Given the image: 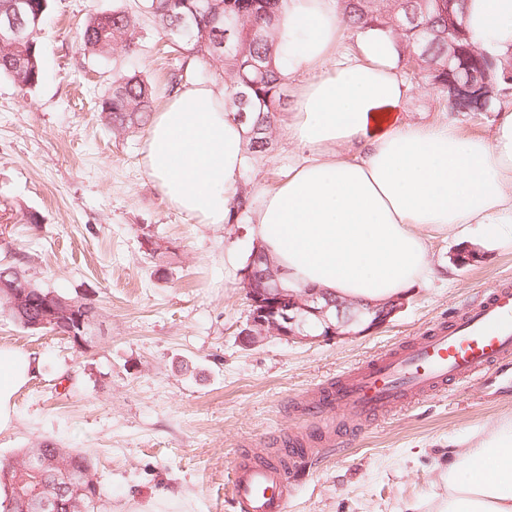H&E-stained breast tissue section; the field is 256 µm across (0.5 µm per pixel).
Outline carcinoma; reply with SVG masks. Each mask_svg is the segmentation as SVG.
<instances>
[{"instance_id":"carcinoma-1","label":"carcinoma","mask_w":512,"mask_h":512,"mask_svg":"<svg viewBox=\"0 0 512 512\" xmlns=\"http://www.w3.org/2000/svg\"><path fill=\"white\" fill-rule=\"evenodd\" d=\"M222 12L205 21L209 31L178 42L194 54L202 69L214 75H232L242 92L248 95L246 107L235 105V112H246L248 154L269 150L276 115L281 108V77L274 65L276 21L288 0H222ZM342 20L351 29L376 27L396 36L402 54L418 58L420 80L437 92L448 95V40L456 39L448 24V14L429 7L424 0H341ZM197 0H143L145 11L168 36L179 15L191 11ZM49 9V0H28L22 18L24 37L16 42L0 43V75L12 78L22 89H32L42 80L39 34ZM228 34L230 48L214 56L210 43L214 32ZM136 21L126 11L97 13L89 18L80 34L83 49L106 56L117 49L134 45ZM257 59L264 67L260 75H250L251 86L244 84L241 63ZM155 100L153 87L143 78L128 76L101 103L108 124L117 132L139 129L148 124ZM43 455L53 464L27 479L44 487L64 483L70 475L84 479V512H101L103 493L93 479L92 457L75 448H60L52 442L42 444Z\"/></svg>"}]
</instances>
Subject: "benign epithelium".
<instances>
[{"mask_svg": "<svg viewBox=\"0 0 512 512\" xmlns=\"http://www.w3.org/2000/svg\"><path fill=\"white\" fill-rule=\"evenodd\" d=\"M512 85V68L498 69L496 59L484 54L479 71L459 69V74L448 81V99L453 105L469 97H479L486 103L500 96L499 82ZM281 273L273 272L265 279H255L250 269L243 274V288L250 305L246 336L255 342L261 336H276L282 340L300 342L329 341L341 336H362L371 333L389 322L403 308L404 298L396 297L385 307L379 305L350 307L351 313H337L330 318L332 303H320L321 294L307 290L298 294L284 287ZM9 295L11 305L16 306L25 296L24 290L4 277L0 278V293ZM40 315L27 324L32 331L49 330L56 335L71 339L80 349L89 345L87 325L91 323V312L86 305L63 298L56 293L39 295ZM21 500L31 504L37 512H73L81 508L79 497L85 493L79 477L46 489L42 486L28 488L24 483H15Z\"/></svg>", "mask_w": 512, "mask_h": 512, "instance_id": "benign-epithelium-1", "label": "benign epithelium"}]
</instances>
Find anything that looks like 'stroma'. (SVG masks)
Masks as SVG:
<instances>
[{
	"mask_svg": "<svg viewBox=\"0 0 512 512\" xmlns=\"http://www.w3.org/2000/svg\"><path fill=\"white\" fill-rule=\"evenodd\" d=\"M113 9L138 19L133 51H83L85 21ZM40 42L39 85L26 92L0 76V265L92 306V342L81 350L0 313V343L42 360L15 398L13 427L0 433V463L55 442L92 455L104 512H236L229 478L242 457L284 449L291 432L331 427L338 445L304 460L288 512H405L442 493L449 443L512 416V392L455 387L367 423L310 417L300 402L512 277V249L493 247L463 264L459 244L432 232L433 276L407 289L403 309L376 332L247 342L242 279L257 244L252 207L286 175L294 145L275 131L271 149L244 170L239 191L251 209L227 224L196 223L148 176L147 129L113 132L98 109L134 73L163 106L169 64L187 51H168L142 0H50ZM406 110L416 121L452 118L463 133L484 137L494 118L439 104L422 84ZM145 236L163 249L145 251Z\"/></svg>",
	"mask_w": 512,
	"mask_h": 512,
	"instance_id": "35a3bbf8",
	"label": "stroma"
}]
</instances>
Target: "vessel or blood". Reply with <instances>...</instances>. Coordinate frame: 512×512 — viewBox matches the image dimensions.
Here are the masks:
<instances>
[{
  "instance_id": "b4317fda",
  "label": "vessel or blood",
  "mask_w": 512,
  "mask_h": 512,
  "mask_svg": "<svg viewBox=\"0 0 512 512\" xmlns=\"http://www.w3.org/2000/svg\"><path fill=\"white\" fill-rule=\"evenodd\" d=\"M495 376L512 388V278L465 304L450 319L374 355L335 381L304 397L302 409L317 416L336 411L363 421L406 410L454 384H477ZM278 454L239 461L231 471L237 512H287L290 474L309 450L290 436Z\"/></svg>"
}]
</instances>
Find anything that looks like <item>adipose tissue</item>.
I'll return each instance as SVG.
<instances>
[{"label": "adipose tissue", "instance_id": "adipose-tissue-1", "mask_svg": "<svg viewBox=\"0 0 512 512\" xmlns=\"http://www.w3.org/2000/svg\"><path fill=\"white\" fill-rule=\"evenodd\" d=\"M465 14L481 48L512 58V0H466ZM342 32L338 0H288L279 18L275 62L294 82L281 127L298 155L263 192L255 233L290 289L381 303L432 275L430 231L512 246V108L485 137L462 136L450 119L413 121L395 38L367 29L350 50ZM239 93L232 80L183 86L143 144L166 202L199 224L227 221L249 162L247 128L232 112ZM39 369L0 344V432ZM439 477L447 492L429 512H512V417L450 450Z\"/></svg>", "mask_w": 512, "mask_h": 512}]
</instances>
